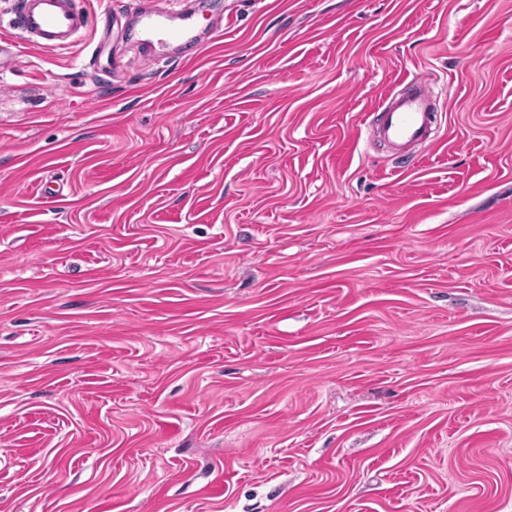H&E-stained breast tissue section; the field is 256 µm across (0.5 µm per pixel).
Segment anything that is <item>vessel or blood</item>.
Instances as JSON below:
<instances>
[{"label":"vessel or blood","instance_id":"vessel-or-blood-1","mask_svg":"<svg viewBox=\"0 0 512 512\" xmlns=\"http://www.w3.org/2000/svg\"><path fill=\"white\" fill-rule=\"evenodd\" d=\"M10 27L32 46L53 50L70 45L90 28L89 16L76 0H15ZM139 22L146 41L183 40L188 27L167 28L158 10L141 11ZM378 132L397 152L428 140L434 98L424 79L412 80L406 93L386 95L379 106Z\"/></svg>","mask_w":512,"mask_h":512}]
</instances>
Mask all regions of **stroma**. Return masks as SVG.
Masks as SVG:
<instances>
[{
	"mask_svg": "<svg viewBox=\"0 0 512 512\" xmlns=\"http://www.w3.org/2000/svg\"><path fill=\"white\" fill-rule=\"evenodd\" d=\"M10 2L0 512H512V0ZM10 27L32 46L53 50L70 45L90 28L76 0H15ZM161 18L162 14L156 9H145L140 12L139 22L143 29L145 41L186 39L190 29L188 26L169 29L163 24ZM378 132L398 153L428 140L434 98L425 79H413L404 94H387L379 106Z\"/></svg>",
	"mask_w": 512,
	"mask_h": 512,
	"instance_id": "stroma-1",
	"label": "stroma"
}]
</instances>
